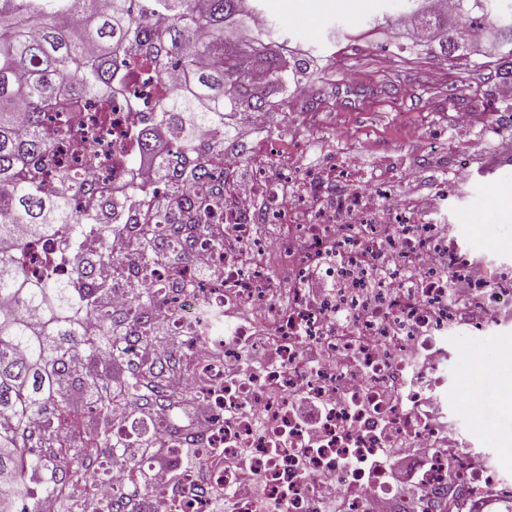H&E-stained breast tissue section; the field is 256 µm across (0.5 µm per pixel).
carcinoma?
Returning a JSON list of instances; mask_svg holds the SVG:
<instances>
[{"mask_svg": "<svg viewBox=\"0 0 512 512\" xmlns=\"http://www.w3.org/2000/svg\"><path fill=\"white\" fill-rule=\"evenodd\" d=\"M0 0V240L14 236L16 223L30 225L40 237H77L84 229L103 228L97 253L78 254L81 287L53 279L29 280L11 256H0V416L14 426L0 430V476L10 478L0 492V512H10L18 488L38 512L39 497L48 493L60 512H87L90 480L112 470L117 448H140L129 467L151 463L150 449L180 448L176 427L167 423L159 441L148 432L126 434L112 418L115 404L157 414L178 405L179 353L186 339L163 359L130 354L133 342L145 350L157 326L146 314L168 298L171 281L157 269L181 263L185 255L180 225L208 224L224 200V179L210 173L212 150L228 133L224 113L262 111L266 95L252 91L248 74L257 66L273 90L295 91V76L309 69V60L293 61L291 76L268 59L263 42L280 35L275 23L254 27L253 15L265 14L262 0ZM414 20L412 41L400 51L438 44L448 61L470 58L478 43L467 25L483 29L485 58L500 62L496 75L512 79V2L503 16V0H456L454 11L437 8L434 0H402ZM159 9L171 22L161 30L145 18ZM154 78L158 105L151 119L167 126L178 153L162 164L176 176L173 191L181 194L178 212L158 211L141 228H124L112 214L139 212L160 195L157 187L133 182L121 199L94 201V189L73 170L53 162L51 140L65 135L51 126L48 112L99 97L107 102L125 95L116 73ZM58 183L45 194L46 177ZM89 196L77 213L73 199ZM105 261L131 262L137 279L127 292L132 304L110 309L115 287L86 278ZM32 417L42 419L33 433ZM96 512H143V500L116 491L96 503Z\"/></svg>", "mask_w": 512, "mask_h": 512, "instance_id": "cac0c4a2", "label": "carcinoma"}]
</instances>
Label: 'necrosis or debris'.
Wrapping results in <instances>:
<instances>
[{
  "mask_svg": "<svg viewBox=\"0 0 512 512\" xmlns=\"http://www.w3.org/2000/svg\"><path fill=\"white\" fill-rule=\"evenodd\" d=\"M156 100L154 87L112 103L109 124L88 109L61 114L70 135L51 141L60 164L80 170L99 198L127 190L133 156ZM98 128L112 157L88 167L81 139ZM379 159L374 176L281 175L257 157L238 200L236 179L211 224L184 241L192 280L162 303L172 333L189 336L192 380L202 386L206 430H187L198 471L170 480L147 512H211L210 490L232 496L225 512H415L465 491L492 495L499 475L457 435L448 413L449 343L512 325V267L472 252L448 224L449 183L432 205L395 185ZM15 257L30 276L72 278L74 251L95 249L99 232L76 245L19 234ZM221 272L201 278L198 261ZM386 448L421 449L413 485H397Z\"/></svg>",
  "mask_w": 512,
  "mask_h": 512,
  "instance_id": "obj_1",
  "label": "necrosis or debris"
}]
</instances>
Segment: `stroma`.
Masks as SVG:
<instances>
[{"instance_id": "35a3bbf8", "label": "stroma", "mask_w": 512, "mask_h": 512, "mask_svg": "<svg viewBox=\"0 0 512 512\" xmlns=\"http://www.w3.org/2000/svg\"><path fill=\"white\" fill-rule=\"evenodd\" d=\"M398 6L399 0H264L287 33L286 40L269 43V53L286 58L308 51L314 94L285 100V121L276 129L256 113L254 134L245 140L229 136L224 149L242 154L243 176L251 175L249 162L261 149L280 169L293 165L311 176L348 163L368 176L381 155L398 169L420 167L421 187L434 179L453 183L454 232L490 244L496 261L512 265V164L496 148L500 135L512 134V96L502 93L506 82L489 69L465 65L428 82L432 54L399 51L382 24ZM459 112L471 113L468 130H456ZM405 124L421 129L420 141L402 142ZM452 148L464 151L470 163L467 181L455 179L448 162ZM453 350L462 360L476 361L489 378L477 381L449 364L448 377L459 385L450 413L512 482V410L506 406L512 399V360L503 358L512 351V330L454 337Z\"/></svg>"}]
</instances>
